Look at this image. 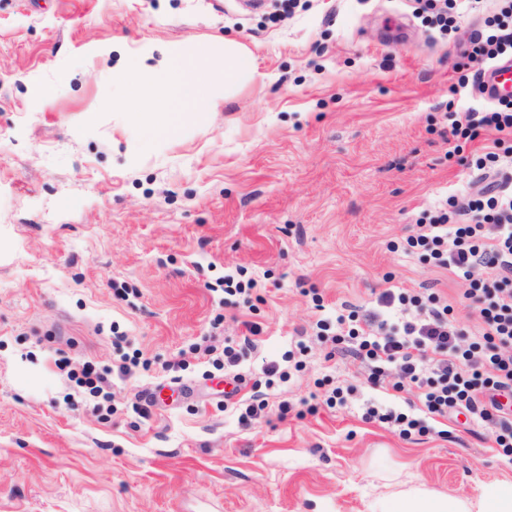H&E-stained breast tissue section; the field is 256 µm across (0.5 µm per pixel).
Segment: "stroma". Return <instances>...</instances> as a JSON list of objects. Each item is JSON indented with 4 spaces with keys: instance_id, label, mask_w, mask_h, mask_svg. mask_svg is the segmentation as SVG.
<instances>
[{
    "instance_id": "35a3bbf8",
    "label": "stroma",
    "mask_w": 512,
    "mask_h": 512,
    "mask_svg": "<svg viewBox=\"0 0 512 512\" xmlns=\"http://www.w3.org/2000/svg\"><path fill=\"white\" fill-rule=\"evenodd\" d=\"M277 2L0 0V512H378L403 488L512 481L493 425L406 439L366 422L415 391L371 386L316 328L384 289L433 288L478 335L467 282L403 242L474 178L463 159L481 145L454 152L444 112L483 104L452 90L459 39L483 17L460 15L443 39L411 0ZM228 40L256 77L177 136L129 127L113 105L134 55ZM228 274L257 286L224 296ZM251 323L235 372L270 410L246 427L202 349ZM300 343L303 367L268 386L267 363ZM133 353L113 412L69 376ZM336 387L345 402L327 405Z\"/></svg>"
}]
</instances>
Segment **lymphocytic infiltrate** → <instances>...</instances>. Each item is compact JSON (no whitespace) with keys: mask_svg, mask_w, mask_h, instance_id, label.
<instances>
[{"mask_svg":"<svg viewBox=\"0 0 512 512\" xmlns=\"http://www.w3.org/2000/svg\"><path fill=\"white\" fill-rule=\"evenodd\" d=\"M512 54V0H497L485 30L460 55L459 86L468 72ZM448 136L487 145L469 160L492 187L466 197L460 208L439 206L422 217L406 249L437 269L468 281L465 300L476 304L479 336L465 339L450 318L451 305L426 288H388L375 308L336 316V335L346 353L368 370V383L394 375L393 390L418 391L420 416L369 408L366 420L397 425L404 437L423 436L428 421L470 413L497 425L494 442L512 450V103L447 113Z\"/></svg>","mask_w":512,"mask_h":512,"instance_id":"1","label":"lymphocytic infiltrate"}]
</instances>
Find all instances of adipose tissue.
Wrapping results in <instances>:
<instances>
[{
    "label": "adipose tissue",
    "mask_w": 512,
    "mask_h": 512,
    "mask_svg": "<svg viewBox=\"0 0 512 512\" xmlns=\"http://www.w3.org/2000/svg\"><path fill=\"white\" fill-rule=\"evenodd\" d=\"M223 64L174 51L175 69L154 65L148 56L118 74L126 101V121L145 127L155 136L170 138L187 125L193 106L204 103L219 108L224 101L219 85L256 74L252 58L234 42L224 44ZM383 512H512V483L491 482L475 497L442 496L423 488L393 493Z\"/></svg>",
    "instance_id": "ef3b65f1"
}]
</instances>
